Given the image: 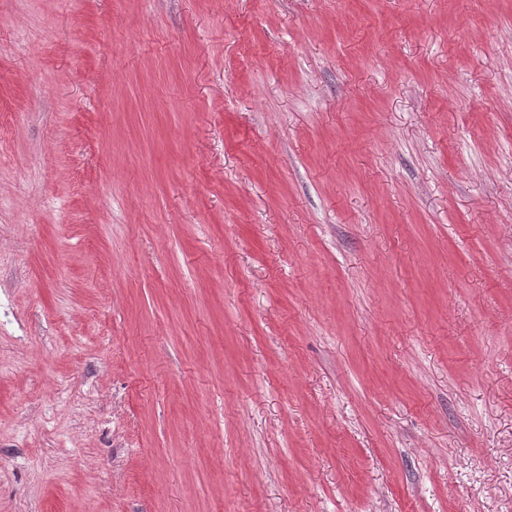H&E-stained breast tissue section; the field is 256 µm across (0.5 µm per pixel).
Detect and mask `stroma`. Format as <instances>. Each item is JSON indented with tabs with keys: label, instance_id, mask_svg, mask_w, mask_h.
I'll use <instances>...</instances> for the list:
<instances>
[{
	"label": "stroma",
	"instance_id": "35a3bbf8",
	"mask_svg": "<svg viewBox=\"0 0 512 512\" xmlns=\"http://www.w3.org/2000/svg\"><path fill=\"white\" fill-rule=\"evenodd\" d=\"M0 512H512V0H0Z\"/></svg>",
	"mask_w": 512,
	"mask_h": 512
}]
</instances>
